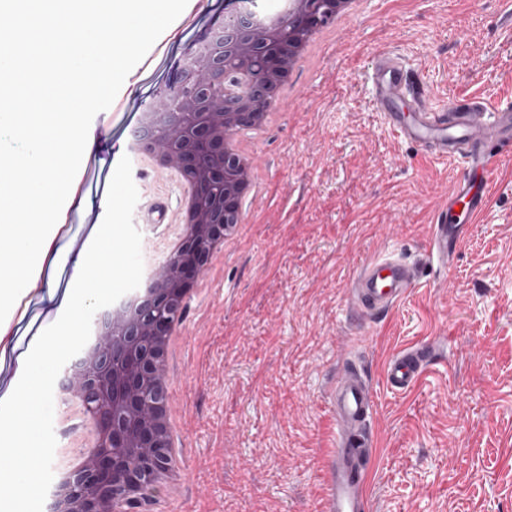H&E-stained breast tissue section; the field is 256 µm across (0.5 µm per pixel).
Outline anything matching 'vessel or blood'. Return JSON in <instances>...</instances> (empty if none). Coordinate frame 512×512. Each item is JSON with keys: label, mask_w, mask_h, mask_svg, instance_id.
Wrapping results in <instances>:
<instances>
[{"label": "vessel or blood", "mask_w": 512, "mask_h": 512, "mask_svg": "<svg viewBox=\"0 0 512 512\" xmlns=\"http://www.w3.org/2000/svg\"><path fill=\"white\" fill-rule=\"evenodd\" d=\"M368 81L373 105L388 127L424 156L458 161L460 176L448 193V204L435 217L430 253L447 260L478 223L491 202L489 170L512 156V99L486 109L476 98H459L437 106L427 90L412 81L394 55L372 59ZM168 203L158 198L138 206L133 220L161 225ZM413 267L403 260L375 257L363 261L350 289L352 309L363 317L380 318L395 308L417 285ZM426 347L408 348L383 367L386 386L396 393L417 388L424 377ZM329 409L336 421V446L325 469L324 512H372L368 494L369 464L375 442L367 424L374 408L373 392L363 372L344 370L329 387Z\"/></svg>", "instance_id": "obj_1"}]
</instances>
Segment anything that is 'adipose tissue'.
I'll return each mask as SVG.
<instances>
[{"mask_svg":"<svg viewBox=\"0 0 512 512\" xmlns=\"http://www.w3.org/2000/svg\"><path fill=\"white\" fill-rule=\"evenodd\" d=\"M185 0H0V14L14 16L11 27L0 28V81L30 99L14 112L0 111V134L19 137L23 154L0 150V201L16 217L0 225V267L12 276L0 279V374L6 381L0 409L11 404L19 382L37 383L36 362L51 361L56 339H68L75 304H89L110 291L112 276L103 273L95 287H86V270H76L72 285L60 288L57 273L62 251L54 243L67 211L89 208L73 175L92 155L96 135L73 107L75 96L91 103L105 95L113 81H125L126 69L101 53L112 39L113 20L132 19L150 11L181 16ZM88 36L85 51H68L75 35ZM90 80L76 84L80 75ZM46 280L49 294L60 297L58 336L35 335L27 350L5 344L13 322L14 285L25 291Z\"/></svg>","mask_w":512,"mask_h":512,"instance_id":"ef3b65f1","label":"adipose tissue"}]
</instances>
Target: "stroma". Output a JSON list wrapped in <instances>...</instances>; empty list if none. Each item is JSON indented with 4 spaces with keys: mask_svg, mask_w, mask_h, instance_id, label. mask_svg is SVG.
<instances>
[{
    "mask_svg": "<svg viewBox=\"0 0 512 512\" xmlns=\"http://www.w3.org/2000/svg\"><path fill=\"white\" fill-rule=\"evenodd\" d=\"M505 0H368L363 15L288 75L294 97L253 146L260 188L240 242L206 274L167 362L186 476L174 512H320L336 440L333 377L362 369L375 406L374 512H512V162L489 173L492 202L451 263L429 253L436 212L461 168L425 157L376 112L371 59L398 54L436 103L512 98ZM147 91L87 108L99 143L130 142L137 116L178 75L155 15L134 22ZM112 164L82 178L90 215ZM367 255L399 258L419 282L385 319L354 317L348 289ZM436 339L427 374L395 393L397 351Z\"/></svg>",
    "mask_w": 512,
    "mask_h": 512,
    "instance_id": "obj_1",
    "label": "stroma"
}]
</instances>
